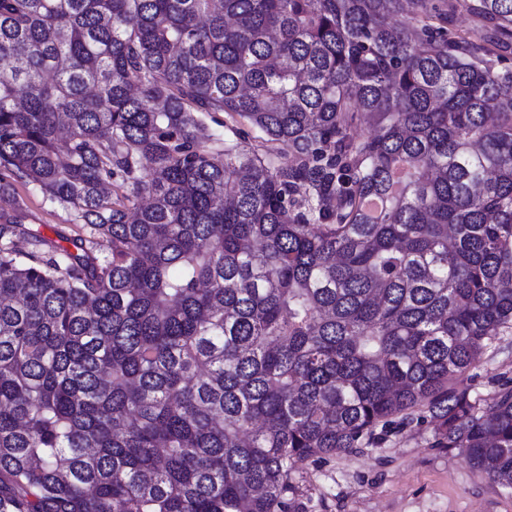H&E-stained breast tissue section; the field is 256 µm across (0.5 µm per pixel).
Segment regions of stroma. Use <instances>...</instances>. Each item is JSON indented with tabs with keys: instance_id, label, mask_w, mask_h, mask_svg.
I'll return each instance as SVG.
<instances>
[{
	"instance_id": "35a3bbf8",
	"label": "stroma",
	"mask_w": 512,
	"mask_h": 512,
	"mask_svg": "<svg viewBox=\"0 0 512 512\" xmlns=\"http://www.w3.org/2000/svg\"><path fill=\"white\" fill-rule=\"evenodd\" d=\"M18 209L28 228L60 246L81 230L70 210L34 186L18 183L0 195V213ZM470 383L483 398L512 386V330L481 356ZM434 430L425 420L387 435L378 447L300 462L303 512H512V494L473 470L462 452L436 447Z\"/></svg>"
}]
</instances>
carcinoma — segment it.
Returning a JSON list of instances; mask_svg holds the SVG:
<instances>
[{"label":"carcinoma","instance_id":"carcinoma-1","mask_svg":"<svg viewBox=\"0 0 512 512\" xmlns=\"http://www.w3.org/2000/svg\"><path fill=\"white\" fill-rule=\"evenodd\" d=\"M459 5L0 0V192L82 224L0 215V512H301L421 412L512 494V0ZM14 190L0 195V213L14 214L20 207L24 224L35 233L55 241L57 245L72 248L69 239L81 231L82 224L74 214L56 203L47 200L33 185L14 183ZM498 337L495 350L492 348L481 355L470 372V383L481 398H486L502 384L512 386V329Z\"/></svg>","mask_w":512,"mask_h":512}]
</instances>
